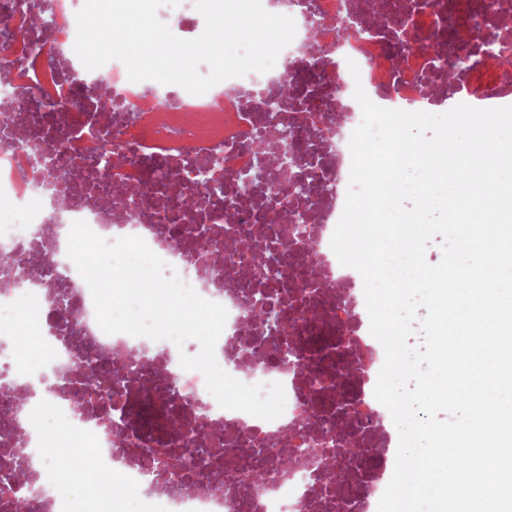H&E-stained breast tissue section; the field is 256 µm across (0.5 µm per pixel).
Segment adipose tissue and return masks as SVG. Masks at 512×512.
<instances>
[{"label": "adipose tissue", "mask_w": 512, "mask_h": 512, "mask_svg": "<svg viewBox=\"0 0 512 512\" xmlns=\"http://www.w3.org/2000/svg\"><path fill=\"white\" fill-rule=\"evenodd\" d=\"M48 484L70 498L71 512H86L88 498H96L101 512H130L136 499L134 490L122 487L116 474L80 464L65 466L48 461L44 464Z\"/></svg>", "instance_id": "obj_1"}]
</instances>
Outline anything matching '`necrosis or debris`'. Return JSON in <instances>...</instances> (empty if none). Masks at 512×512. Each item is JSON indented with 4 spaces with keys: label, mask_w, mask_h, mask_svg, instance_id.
<instances>
[{
    "label": "necrosis or debris",
    "mask_w": 512,
    "mask_h": 512,
    "mask_svg": "<svg viewBox=\"0 0 512 512\" xmlns=\"http://www.w3.org/2000/svg\"><path fill=\"white\" fill-rule=\"evenodd\" d=\"M21 0H0V512L39 500L38 512H68L46 484L35 448L76 449L136 486L140 512H377L392 473L365 446L391 424L371 382L382 345L364 327L363 280L330 247L347 195L349 140L362 119L363 86L378 105L423 111L443 104L499 107L492 93L507 61L512 0H262L290 16L293 41L266 73L224 80L202 95L175 84L130 81L123 62L87 70L70 56L77 0H55V24L29 26ZM351 19L354 36L340 27ZM46 44L22 57L19 36ZM497 42L483 52L484 38ZM345 54L359 77L337 78L327 56ZM112 100L100 111V96ZM113 135L114 187L98 159ZM289 150L290 167L276 162ZM271 162L250 189L257 155ZM224 159V193L198 179ZM291 211L305 238H279ZM113 241L141 237L200 297L227 311L218 365L247 385L281 383L283 414L267 421L219 406L201 372L184 370L172 341L105 334L90 289L67 255L75 221ZM287 306L288 370L282 335L254 321V302ZM48 329L37 370L19 365L17 320ZM68 379H50L54 365ZM90 405L71 410L77 391ZM179 421V429L165 425ZM235 458L231 480L190 475L180 489L156 483L145 458L193 462L200 448Z\"/></svg>",
    "instance_id": "necrosis-or-debris-1"
}]
</instances>
